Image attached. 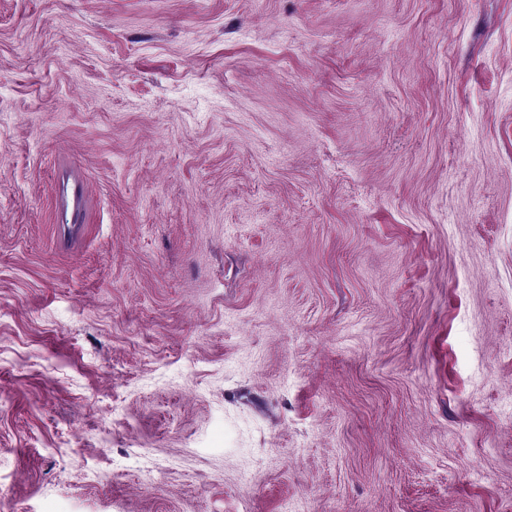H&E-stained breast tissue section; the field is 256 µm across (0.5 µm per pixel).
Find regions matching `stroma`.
Here are the masks:
<instances>
[{
	"mask_svg": "<svg viewBox=\"0 0 512 512\" xmlns=\"http://www.w3.org/2000/svg\"><path fill=\"white\" fill-rule=\"evenodd\" d=\"M0 512H512V0H0Z\"/></svg>",
	"mask_w": 512,
	"mask_h": 512,
	"instance_id": "1",
	"label": "stroma"
}]
</instances>
